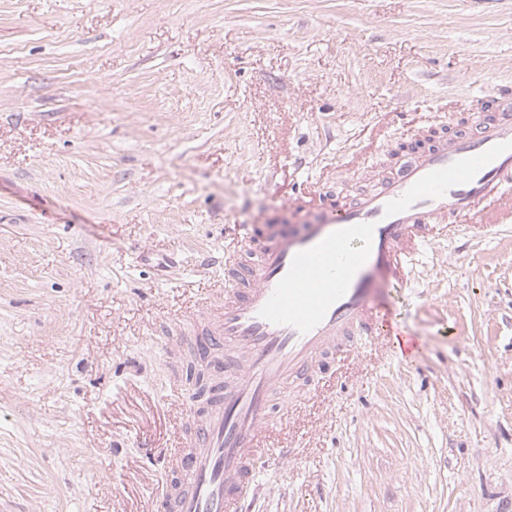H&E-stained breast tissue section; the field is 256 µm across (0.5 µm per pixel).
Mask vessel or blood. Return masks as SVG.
<instances>
[{
  "instance_id": "vessel-or-blood-1",
  "label": "vessel or blood",
  "mask_w": 512,
  "mask_h": 512,
  "mask_svg": "<svg viewBox=\"0 0 512 512\" xmlns=\"http://www.w3.org/2000/svg\"><path fill=\"white\" fill-rule=\"evenodd\" d=\"M437 224L491 234L512 226V114L499 112L475 135L441 138L349 205L305 214L298 229L264 242L253 263L224 254L222 301L197 307L207 342L221 345L235 374L223 405L197 415L196 435L170 460L161 502L174 512H236L255 485L270 403L350 336L391 335L392 308L379 279L403 281Z\"/></svg>"
}]
</instances>
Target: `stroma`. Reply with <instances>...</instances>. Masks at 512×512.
Masks as SVG:
<instances>
[{
  "label": "stroma",
  "instance_id": "obj_1",
  "mask_svg": "<svg viewBox=\"0 0 512 512\" xmlns=\"http://www.w3.org/2000/svg\"><path fill=\"white\" fill-rule=\"evenodd\" d=\"M512 91V0H0V512H162L224 252ZM346 167L337 177V167ZM276 408L247 512H512V230L436 226Z\"/></svg>",
  "mask_w": 512,
  "mask_h": 512
}]
</instances>
